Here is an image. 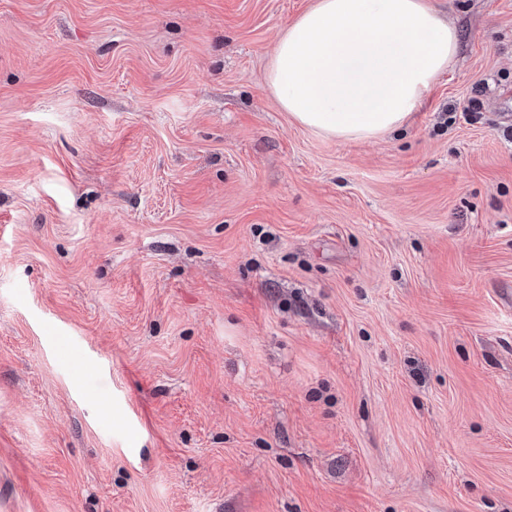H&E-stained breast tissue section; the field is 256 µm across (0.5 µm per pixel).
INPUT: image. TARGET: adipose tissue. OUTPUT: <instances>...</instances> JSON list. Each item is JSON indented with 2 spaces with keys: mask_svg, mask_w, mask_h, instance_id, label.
<instances>
[{
  "mask_svg": "<svg viewBox=\"0 0 512 512\" xmlns=\"http://www.w3.org/2000/svg\"><path fill=\"white\" fill-rule=\"evenodd\" d=\"M457 47L430 0H315L280 35L266 81L300 125L367 142L407 124Z\"/></svg>",
  "mask_w": 512,
  "mask_h": 512,
  "instance_id": "obj_1",
  "label": "adipose tissue"
}]
</instances>
